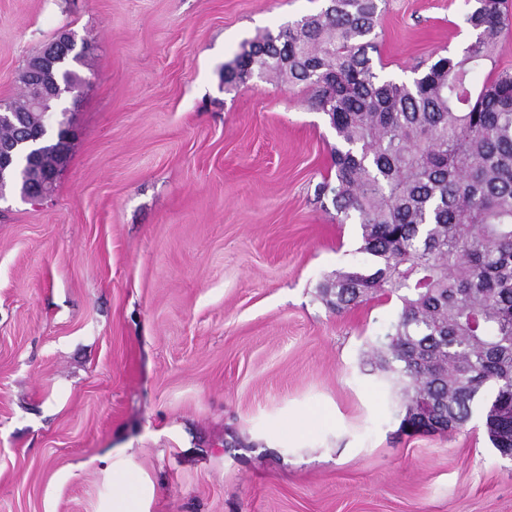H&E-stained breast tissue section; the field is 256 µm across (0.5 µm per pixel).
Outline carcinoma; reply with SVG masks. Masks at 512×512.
<instances>
[{"label": "carcinoma", "mask_w": 512, "mask_h": 512, "mask_svg": "<svg viewBox=\"0 0 512 512\" xmlns=\"http://www.w3.org/2000/svg\"><path fill=\"white\" fill-rule=\"evenodd\" d=\"M382 0H326L315 14L267 30L224 64V81L277 75L317 89L336 132V211L358 219L363 259L319 286L336 312L375 297L401 307L372 371L405 413L431 406L437 431L475 415L512 453V70L496 58L509 18L502 0H474L461 52L423 62L410 79L382 76L369 51ZM88 55L73 51L43 79L70 94ZM40 166L54 163L59 99L30 110L35 81L19 75Z\"/></svg>", "instance_id": "carcinoma-1"}]
</instances>
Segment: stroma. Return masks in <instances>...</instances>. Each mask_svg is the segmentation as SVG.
I'll return each mask as SVG.
<instances>
[{"label": "stroma", "instance_id": "35a3bbf8", "mask_svg": "<svg viewBox=\"0 0 512 512\" xmlns=\"http://www.w3.org/2000/svg\"><path fill=\"white\" fill-rule=\"evenodd\" d=\"M324 0H0V102L64 29L89 42L52 195L0 200V512H512L480 420L408 433L365 360L396 299L317 289L359 260L309 86L224 80ZM467 0H386L373 56L412 77L461 51ZM305 413L334 422L299 425ZM118 491L112 500L113 512H149L148 501L143 495L140 486L135 484L129 471L112 473Z\"/></svg>", "mask_w": 512, "mask_h": 512}]
</instances>
